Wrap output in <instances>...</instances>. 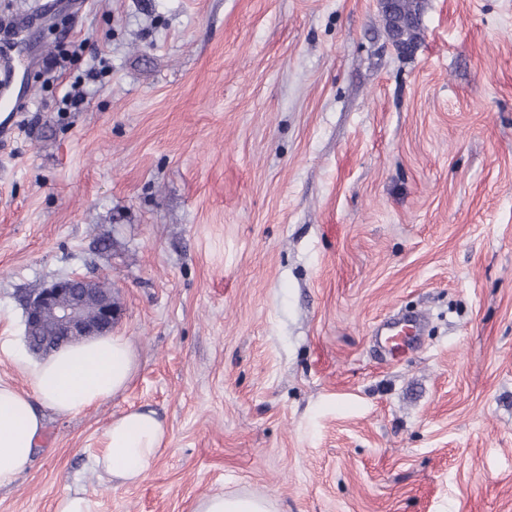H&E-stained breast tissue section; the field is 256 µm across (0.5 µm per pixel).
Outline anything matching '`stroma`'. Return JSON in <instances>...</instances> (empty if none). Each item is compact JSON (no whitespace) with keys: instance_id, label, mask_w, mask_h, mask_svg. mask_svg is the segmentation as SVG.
<instances>
[{"instance_id":"stroma-1","label":"stroma","mask_w":512,"mask_h":512,"mask_svg":"<svg viewBox=\"0 0 512 512\" xmlns=\"http://www.w3.org/2000/svg\"><path fill=\"white\" fill-rule=\"evenodd\" d=\"M418 2L402 55L379 0H53L0 148V379L74 273L139 365L45 410L0 512H512V0ZM399 311L428 324L394 354ZM132 408L171 441L119 486L89 460ZM96 503L83 490H74L60 497L54 512H96ZM193 512H271L266 495L239 497L214 493L199 498Z\"/></svg>"}]
</instances>
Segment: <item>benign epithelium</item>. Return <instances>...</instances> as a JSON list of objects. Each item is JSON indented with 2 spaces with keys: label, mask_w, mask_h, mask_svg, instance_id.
I'll use <instances>...</instances> for the list:
<instances>
[{
  "label": "benign epithelium",
  "mask_w": 512,
  "mask_h": 512,
  "mask_svg": "<svg viewBox=\"0 0 512 512\" xmlns=\"http://www.w3.org/2000/svg\"><path fill=\"white\" fill-rule=\"evenodd\" d=\"M112 290L79 275L58 279L28 302L30 348L51 352L76 340L112 333Z\"/></svg>",
  "instance_id": "benign-epithelium-1"
}]
</instances>
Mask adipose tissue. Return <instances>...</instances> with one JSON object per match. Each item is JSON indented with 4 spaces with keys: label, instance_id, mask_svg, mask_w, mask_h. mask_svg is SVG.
<instances>
[{
    "label": "adipose tissue",
    "instance_id": "obj_1",
    "mask_svg": "<svg viewBox=\"0 0 512 512\" xmlns=\"http://www.w3.org/2000/svg\"><path fill=\"white\" fill-rule=\"evenodd\" d=\"M24 387L0 380V487L11 485L30 461L44 429L40 407L73 416L124 392L138 369L134 342L109 334L74 343L41 360L19 357ZM104 448L94 470L122 485L139 483L169 443L155 412L129 410L103 431ZM193 512H271L267 496L214 493L199 498Z\"/></svg>",
    "mask_w": 512,
    "mask_h": 512
}]
</instances>
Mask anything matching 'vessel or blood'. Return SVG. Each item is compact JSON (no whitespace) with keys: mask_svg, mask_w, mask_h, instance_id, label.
Listing matches in <instances>:
<instances>
[{"mask_svg":"<svg viewBox=\"0 0 512 512\" xmlns=\"http://www.w3.org/2000/svg\"><path fill=\"white\" fill-rule=\"evenodd\" d=\"M49 8L48 0H36L21 20L14 24L7 41L0 43V142L14 136L18 128L20 109L30 98L29 92H17L13 85L17 74L32 65L27 52V41L33 21ZM420 323V317L407 316L388 324L384 341L390 351L407 346Z\"/></svg>","mask_w":512,"mask_h":512,"instance_id":"obj_1","label":"vessel or blood"}]
</instances>
